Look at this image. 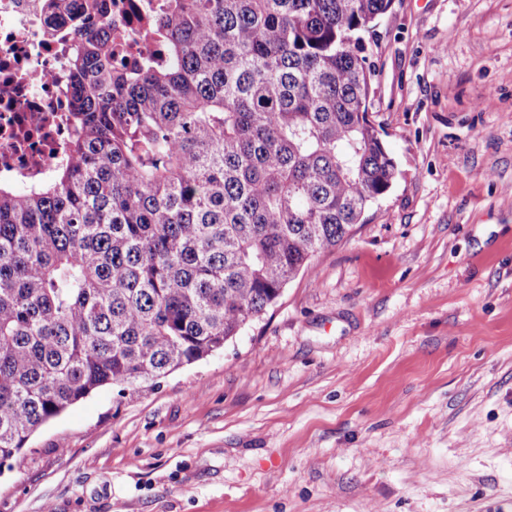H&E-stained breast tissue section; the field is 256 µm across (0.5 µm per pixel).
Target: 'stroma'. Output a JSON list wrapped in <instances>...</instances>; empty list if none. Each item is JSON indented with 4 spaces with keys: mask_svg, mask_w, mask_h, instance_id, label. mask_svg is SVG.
I'll list each match as a JSON object with an SVG mask.
<instances>
[{
    "mask_svg": "<svg viewBox=\"0 0 512 512\" xmlns=\"http://www.w3.org/2000/svg\"><path fill=\"white\" fill-rule=\"evenodd\" d=\"M365 54L387 195L222 348L39 428L0 512H512V0H393Z\"/></svg>",
    "mask_w": 512,
    "mask_h": 512,
    "instance_id": "stroma-1",
    "label": "stroma"
}]
</instances>
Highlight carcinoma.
Here are the masks:
<instances>
[{"label": "carcinoma", "instance_id": "cac0c4a2", "mask_svg": "<svg viewBox=\"0 0 512 512\" xmlns=\"http://www.w3.org/2000/svg\"><path fill=\"white\" fill-rule=\"evenodd\" d=\"M65 2L71 140L0 182V464L96 389L222 348L397 176L363 55L392 0H165L135 72L112 0Z\"/></svg>", "mask_w": 512, "mask_h": 512}]
</instances>
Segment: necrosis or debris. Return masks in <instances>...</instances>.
<instances>
[{
	"label": "necrosis or debris",
	"instance_id": "4bbe7bcc",
	"mask_svg": "<svg viewBox=\"0 0 512 512\" xmlns=\"http://www.w3.org/2000/svg\"><path fill=\"white\" fill-rule=\"evenodd\" d=\"M161 0H112L115 63L135 66ZM79 40L46 0H0V179L48 174L71 136L69 58Z\"/></svg>",
	"mask_w": 512,
	"mask_h": 512
}]
</instances>
